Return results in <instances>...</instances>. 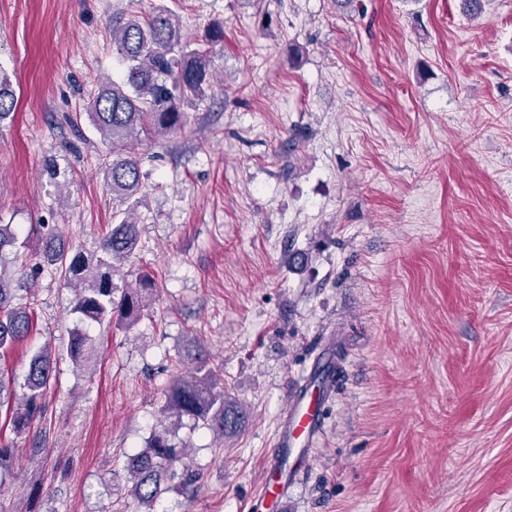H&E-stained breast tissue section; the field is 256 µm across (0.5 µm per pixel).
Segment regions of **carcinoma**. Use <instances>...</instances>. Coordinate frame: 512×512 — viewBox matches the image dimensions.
Masks as SVG:
<instances>
[{
	"label": "carcinoma",
	"mask_w": 512,
	"mask_h": 512,
	"mask_svg": "<svg viewBox=\"0 0 512 512\" xmlns=\"http://www.w3.org/2000/svg\"><path fill=\"white\" fill-rule=\"evenodd\" d=\"M224 28L212 30L202 47L188 41L179 20L166 8L147 15L132 13L112 22V43L125 66L121 81H101L87 119L100 135L112 144V163L107 186L118 203L120 220L100 243V254L86 256L66 246L56 224H36L32 234L41 249L42 262L60 272L75 292L72 312L94 322L105 320L129 329L143 315L150 292L158 287L149 274L139 283L115 297L113 277L120 265L135 252L139 238L136 211L145 175L131 143L142 132L164 136L186 127L184 107L203 96L213 80L208 46L222 41ZM15 96L10 81L0 72V121L13 112ZM18 234L11 224L0 219V259L17 244ZM34 269L20 261L10 271L0 265V350L23 341L32 330L31 315L21 300L20 291ZM91 340L71 334L67 352L78 367L86 366L94 355ZM54 368L48 346L32 355L28 371L16 393L14 381L0 371V407H9V422L15 434L25 433L45 412V393ZM164 421L154 430L145 446L126 458L129 494L141 512H153L157 498L175 478V465L187 457V448L172 441L173 427L183 419L200 421L221 438L238 434L245 426L246 411L224 388V378L202 357H196L192 371L174 379L165 391L162 406ZM16 449L0 444V483L10 474Z\"/></svg>",
	"instance_id": "1"
}]
</instances>
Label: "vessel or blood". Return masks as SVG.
<instances>
[{
  "label": "vessel or blood",
  "instance_id": "1",
  "mask_svg": "<svg viewBox=\"0 0 512 512\" xmlns=\"http://www.w3.org/2000/svg\"><path fill=\"white\" fill-rule=\"evenodd\" d=\"M321 401L320 391L314 389L294 396L280 420L274 443L277 453L268 461L259 488L260 498L279 512L287 510L285 465L289 456L297 448L313 446L321 433Z\"/></svg>",
  "mask_w": 512,
  "mask_h": 512
}]
</instances>
